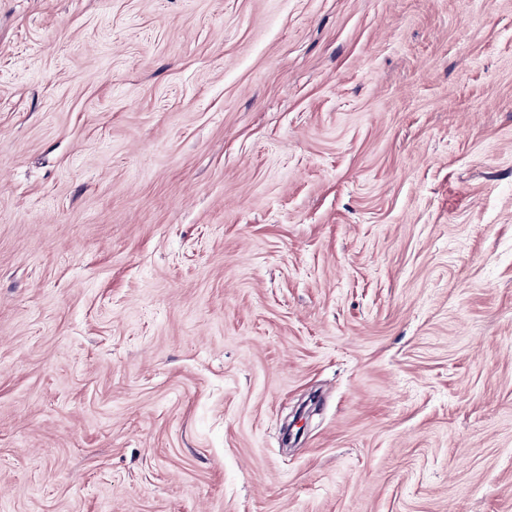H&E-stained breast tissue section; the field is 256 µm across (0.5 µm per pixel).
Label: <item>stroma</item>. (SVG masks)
I'll list each match as a JSON object with an SVG mask.
<instances>
[{
	"label": "stroma",
	"mask_w": 512,
	"mask_h": 512,
	"mask_svg": "<svg viewBox=\"0 0 512 512\" xmlns=\"http://www.w3.org/2000/svg\"><path fill=\"white\" fill-rule=\"evenodd\" d=\"M0 512H512V0H0Z\"/></svg>",
	"instance_id": "obj_1"
}]
</instances>
